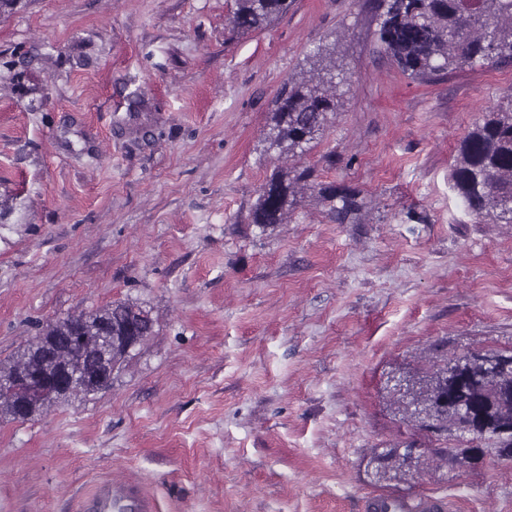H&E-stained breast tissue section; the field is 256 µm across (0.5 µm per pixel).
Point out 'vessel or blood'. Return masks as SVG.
I'll list each match as a JSON object with an SVG mask.
<instances>
[{"label": "vessel or blood", "instance_id": "1", "mask_svg": "<svg viewBox=\"0 0 512 512\" xmlns=\"http://www.w3.org/2000/svg\"><path fill=\"white\" fill-rule=\"evenodd\" d=\"M446 499L373 496L366 512H448ZM78 512H158L155 496L137 479H106L83 495Z\"/></svg>", "mask_w": 512, "mask_h": 512}]
</instances>
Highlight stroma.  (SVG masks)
Wrapping results in <instances>:
<instances>
[{
	"instance_id": "obj_1",
	"label": "stroma",
	"mask_w": 512,
	"mask_h": 512,
	"mask_svg": "<svg viewBox=\"0 0 512 512\" xmlns=\"http://www.w3.org/2000/svg\"><path fill=\"white\" fill-rule=\"evenodd\" d=\"M380 0H294L258 31L233 0H20L0 15V361L47 321L132 298L154 332L112 377L0 419V512H78L133 477L161 512H360L386 494L512 512V463L408 482L372 449L438 446L390 389L512 350V224L453 190L461 140L512 99V63L429 79L381 50ZM332 44L348 77L323 137L279 158L274 100ZM311 168L284 223L266 178ZM356 193L337 223L319 188Z\"/></svg>"
}]
</instances>
